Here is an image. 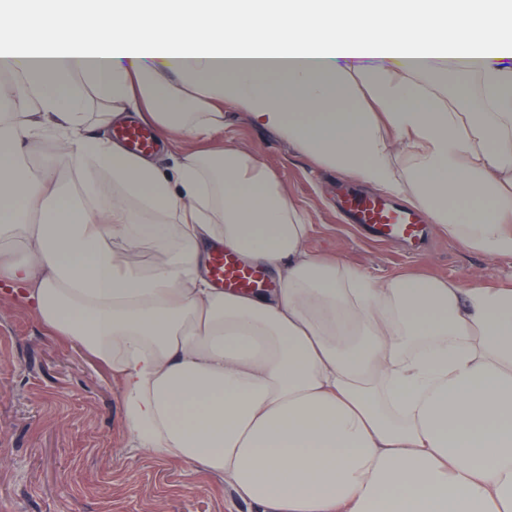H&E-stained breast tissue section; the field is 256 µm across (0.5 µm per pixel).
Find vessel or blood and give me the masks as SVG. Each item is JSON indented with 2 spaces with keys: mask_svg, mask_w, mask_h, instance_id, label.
I'll return each mask as SVG.
<instances>
[{
  "mask_svg": "<svg viewBox=\"0 0 512 512\" xmlns=\"http://www.w3.org/2000/svg\"><path fill=\"white\" fill-rule=\"evenodd\" d=\"M116 136L134 155H145L155 148V134L146 125H128L118 130ZM345 208L354 216L356 223L368 227L370 234L381 241L414 243L423 232L415 209L391 205L379 196L350 195L345 201ZM211 273L216 283L241 293L258 291L267 285L261 267L245 263L221 250L212 255Z\"/></svg>",
  "mask_w": 512,
  "mask_h": 512,
  "instance_id": "obj_1",
  "label": "vessel or blood"
}]
</instances>
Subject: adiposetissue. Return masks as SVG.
<instances>
[{"instance_id":"ef3b65f1","label":"adipose tissue","mask_w":512,"mask_h":512,"mask_svg":"<svg viewBox=\"0 0 512 512\" xmlns=\"http://www.w3.org/2000/svg\"><path fill=\"white\" fill-rule=\"evenodd\" d=\"M508 49L512 0H0V281L108 366L132 447L258 512H512V284L317 256L221 139L245 106L512 259ZM133 118L172 171L113 140ZM220 247L278 288L215 287Z\"/></svg>"}]
</instances>
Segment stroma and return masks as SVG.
Returning <instances> with one entry per match:
<instances>
[{"instance_id":"1","label":"stroma","mask_w":512,"mask_h":512,"mask_svg":"<svg viewBox=\"0 0 512 512\" xmlns=\"http://www.w3.org/2000/svg\"><path fill=\"white\" fill-rule=\"evenodd\" d=\"M224 143L273 171L309 218L311 252L337 256L376 279L407 272L468 282L512 281V261L429 230L420 247L381 244L354 224L344 195L367 186L301 153L275 128L227 109ZM0 512H256L219 477L129 447L121 392L79 343L49 334L0 294Z\"/></svg>"}]
</instances>
